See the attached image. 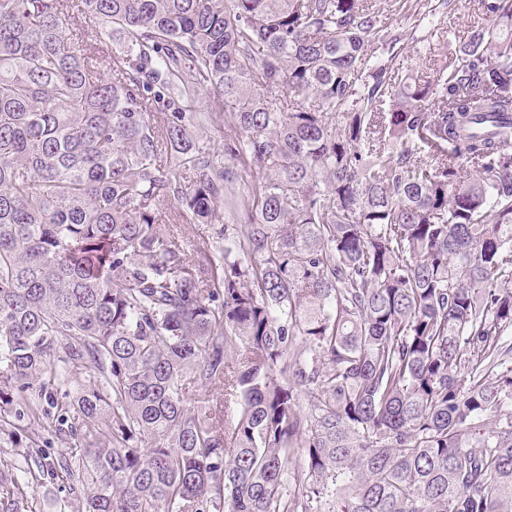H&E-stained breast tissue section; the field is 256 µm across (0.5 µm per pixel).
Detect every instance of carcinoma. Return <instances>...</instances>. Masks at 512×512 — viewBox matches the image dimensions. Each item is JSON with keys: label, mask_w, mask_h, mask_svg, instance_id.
Wrapping results in <instances>:
<instances>
[{"label": "carcinoma", "mask_w": 512, "mask_h": 512, "mask_svg": "<svg viewBox=\"0 0 512 512\" xmlns=\"http://www.w3.org/2000/svg\"><path fill=\"white\" fill-rule=\"evenodd\" d=\"M428 2L409 74L368 0H0V418L84 512H512V0ZM451 10L446 17L448 27V41L458 40L471 29L473 22L479 21L483 25L486 21L482 19L479 0H453Z\"/></svg>", "instance_id": "cac0c4a2"}]
</instances>
